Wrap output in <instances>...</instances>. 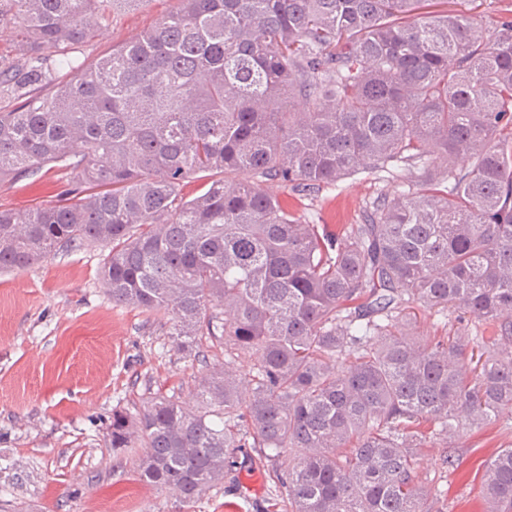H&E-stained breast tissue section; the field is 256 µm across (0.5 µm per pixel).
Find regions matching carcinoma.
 <instances>
[{"mask_svg":"<svg viewBox=\"0 0 512 512\" xmlns=\"http://www.w3.org/2000/svg\"><path fill=\"white\" fill-rule=\"evenodd\" d=\"M141 2L0 0L18 55L0 67V179L50 165L80 182L0 210V271L102 246L112 303L168 314L177 350L257 355L246 397L226 363L191 407L151 393L112 411L109 445L141 449L143 482L190 503L244 448H303L275 471L286 512H427L418 450L512 414V14L487 33L437 0H180L75 64L97 20ZM360 170H402L408 190L334 232L261 188ZM414 303L434 336L413 332ZM456 310L494 335L448 332ZM483 498L512 512V448Z\"/></svg>","mask_w":512,"mask_h":512,"instance_id":"1","label":"carcinoma"}]
</instances>
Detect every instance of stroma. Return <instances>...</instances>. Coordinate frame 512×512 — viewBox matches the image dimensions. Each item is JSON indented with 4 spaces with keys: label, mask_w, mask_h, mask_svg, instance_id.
I'll list each match as a JSON object with an SVG mask.
<instances>
[{
    "label": "stroma",
    "mask_w": 512,
    "mask_h": 512,
    "mask_svg": "<svg viewBox=\"0 0 512 512\" xmlns=\"http://www.w3.org/2000/svg\"><path fill=\"white\" fill-rule=\"evenodd\" d=\"M179 0H146L116 11L83 44L93 63L140 37ZM77 181L72 171L46 168L29 178L0 180V209L23 212ZM265 190L287 199L297 217L336 226L361 223L378 194L402 188L399 177L357 172L302 196L278 182ZM106 255L73 247L22 271L0 272V512H282L272 506L274 482L253 454H239L230 479L186 505L171 491L143 482L134 450L106 444L116 408L135 411L147 394L192 402L209 368L222 367L224 347L202 341L201 359L178 351L163 314L113 305L99 270ZM512 446V418L462 426L447 449H422L417 472L431 491L429 512H482L485 461ZM455 458L440 464L442 452ZM257 489L244 493L245 477Z\"/></svg>",
    "instance_id": "1"
}]
</instances>
